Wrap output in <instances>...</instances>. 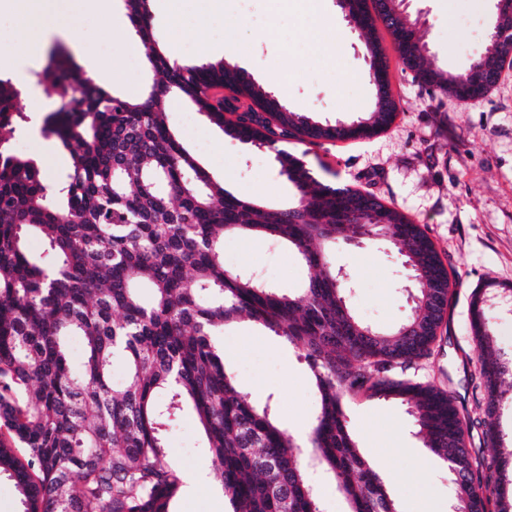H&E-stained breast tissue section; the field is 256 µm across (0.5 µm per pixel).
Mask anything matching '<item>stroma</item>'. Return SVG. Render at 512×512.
I'll list each match as a JSON object with an SVG mask.
<instances>
[{
	"label": "stroma",
	"mask_w": 512,
	"mask_h": 512,
	"mask_svg": "<svg viewBox=\"0 0 512 512\" xmlns=\"http://www.w3.org/2000/svg\"><path fill=\"white\" fill-rule=\"evenodd\" d=\"M496 0H410L409 12L420 19L428 58L448 73H463L484 53L496 16ZM269 0H220L207 18L195 17L193 0H162L152 9L153 25L168 53L177 59L224 55V33L235 28L240 52L236 59L260 86L296 112L314 120L348 121L374 106L364 40L352 29L339 6L327 18L307 12L302 0H288L281 13L284 40L267 43L260 34L270 14ZM180 13L181 25L171 23ZM67 30L85 53L113 65L119 77L102 80L113 94L136 100L145 97L155 80L146 67L130 72L124 41L135 33L106 25L91 12L73 8L71 0H0V53L25 51L29 83L40 87L54 32ZM342 34L339 65L316 69L301 51L310 35L325 39L329 30ZM295 51L284 48L285 40ZM381 45L389 58L390 88L402 110L383 133L305 145L290 141L318 180L350 185L382 198L421 224L448 268L453 297L448 321L427 358L410 369V377L452 391L470 416L471 442L486 448L481 421L477 347L471 329V303L476 290L491 300L485 316L504 359H512V310L497 300L503 286L512 287V69L476 105L464 106L454 96L429 90L402 68L389 34ZM21 117L9 141L14 153L37 160L45 178L70 170L68 152L42 132L52 105L47 98L19 97ZM188 106L172 101L170 127L184 146L226 191L239 197H261L274 207L295 200V190L279 172L271 152L226 137L203 114H195L206 141L198 146L182 133L181 115ZM227 267L245 269L285 292L302 288L307 269L291 248L265 238L231 237L224 241ZM335 266L350 273L351 305L371 326L389 330L410 313L406 291L408 271L397 249L380 239L352 245L337 243ZM224 363L240 388L259 405L270 404L277 420L290 432H306L317 398L309 368L297 348L261 326L241 321L224 328ZM344 412L361 454L391 488L399 512H421L433 502L437 512H451L454 487L446 466L432 457L413 434L406 406L365 397L347 399ZM167 461L180 472L211 469V454L192 413L173 423ZM173 512H230L218 479L182 492Z\"/></svg>",
	"instance_id": "35a3bbf8"
}]
</instances>
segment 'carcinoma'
<instances>
[{"label":"carcinoma","instance_id":"cac0c4a2","mask_svg":"<svg viewBox=\"0 0 512 512\" xmlns=\"http://www.w3.org/2000/svg\"><path fill=\"white\" fill-rule=\"evenodd\" d=\"M352 0L367 33V67L389 71L378 26L403 65L430 89L468 106L495 83L468 86L428 63L426 45L404 0ZM126 17L156 74L141 100L116 96L64 59L44 71V91L59 109L44 119L72 158L71 172L49 184L36 162L15 154L8 134L19 92L0 79V474L22 496L23 512H172L182 477L167 461L168 428L191 409L202 428L232 512H320L309 469L318 468L350 512H399L394 496L363 457L344 413L345 399L365 396L408 407L422 447L452 468L456 512H512L496 484L512 462L490 418L508 371L484 314L471 305L485 437L491 456L468 448L467 423L455 397L404 377L431 354L450 304L448 268L421 225L360 189L334 187L304 160L276 148L280 174L297 203L269 208L240 199L192 155L168 124L177 96L231 139L258 147L295 139L317 144L365 138L387 129L395 112L356 119L355 130L327 134L304 112H270L271 92L225 58L178 61L155 34L148 0H123ZM484 55L512 67V41L489 37ZM249 99L241 111L219 102V85ZM397 247L413 285L407 319L390 331L363 323L347 299L348 283L332 261L336 242L359 230ZM36 232L51 260L31 256ZM261 235L297 251L308 270L303 287L285 293L224 264V237ZM440 282L432 296L425 281ZM247 317L296 345L318 395L307 444L239 389L216 337ZM83 337L74 368L65 338ZM127 377L112 379L115 356ZM26 449L20 459L12 444Z\"/></svg>","mask_w":512,"mask_h":512}]
</instances>
